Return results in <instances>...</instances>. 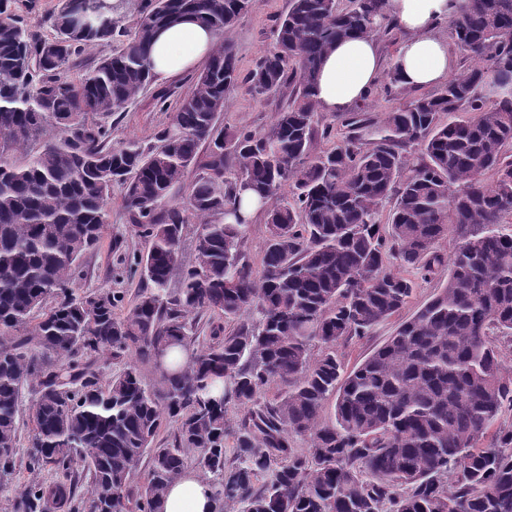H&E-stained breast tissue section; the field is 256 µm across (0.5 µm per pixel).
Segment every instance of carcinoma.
<instances>
[{
	"instance_id": "cac0c4a2",
	"label": "carcinoma",
	"mask_w": 512,
	"mask_h": 512,
	"mask_svg": "<svg viewBox=\"0 0 512 512\" xmlns=\"http://www.w3.org/2000/svg\"><path fill=\"white\" fill-rule=\"evenodd\" d=\"M251 4L143 0L121 30L107 0H61L53 34L37 38L0 0V484L17 472L27 387V468L61 475L26 485L11 512H62L85 481L89 512H160L191 464L211 482L214 512H512V422H501L512 409V0H456L448 30L470 64L441 88L375 119L365 99L333 123L316 104L324 56L346 38L399 31L386 0H288L274 45L242 80L224 34ZM186 18L213 32L210 62L159 144H112L86 117L119 112L154 83V39ZM117 36L81 77L65 75L83 47ZM241 80L256 95L289 90L263 130L218 123ZM337 122L347 134H334ZM321 138L333 144L319 149ZM190 168L197 178L170 204ZM115 185L148 242L129 264L144 287L122 314L110 288L73 291ZM244 191L265 215L257 274ZM391 260L422 279L446 265L448 280L347 372L337 347L413 294ZM204 313L234 327L196 348ZM177 346L190 358L169 368ZM107 354L130 359L102 384ZM142 364L159 370L157 384ZM231 402L243 410L233 429ZM166 424L170 443L159 439ZM298 437L308 447H294Z\"/></svg>"
}]
</instances>
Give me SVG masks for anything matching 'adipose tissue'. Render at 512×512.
Instances as JSON below:
<instances>
[{
    "instance_id": "1",
    "label": "adipose tissue",
    "mask_w": 512,
    "mask_h": 512,
    "mask_svg": "<svg viewBox=\"0 0 512 512\" xmlns=\"http://www.w3.org/2000/svg\"><path fill=\"white\" fill-rule=\"evenodd\" d=\"M452 9L451 0H388L387 12L402 28L394 63L402 86L435 88L454 69L447 38L438 32ZM213 34L204 24L185 20L161 30L151 58L155 72L172 77L209 60ZM383 57L376 38L355 36L339 42L326 56L316 98L328 114L350 111L378 83ZM210 482L197 471L186 470L173 481L164 497L163 512H212Z\"/></svg>"
}]
</instances>
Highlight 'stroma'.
I'll return each instance as SVG.
<instances>
[{
  "label": "stroma",
  "mask_w": 512,
  "mask_h": 512,
  "mask_svg": "<svg viewBox=\"0 0 512 512\" xmlns=\"http://www.w3.org/2000/svg\"><path fill=\"white\" fill-rule=\"evenodd\" d=\"M11 8L29 31L38 37L52 33L50 18L59 0H9ZM288 0H253L249 12L226 33L233 42L241 74H248L261 54L270 47L272 32L279 16L287 12ZM194 73L162 78L142 92L120 112L106 117L91 116V123H103L112 129V141L129 142L147 147L156 143L158 136L169 124L178 102L193 87ZM285 100L284 95L252 96L246 86L231 90L226 99L219 123L233 130L248 127L266 128L274 119ZM146 244L138 236L127 213L121 206V190L113 188L107 229L99 244L81 260V274L76 281V294H84L107 286L124 295L125 304H133L141 287L138 279H130L122 272V259L143 253ZM447 269H439L428 280H418L406 306L399 314L378 326L371 336L355 338L341 345L338 353L346 369L362 363L375 349L392 336L399 324L409 319L446 283Z\"/></svg>",
  "instance_id": "stroma-1"
}]
</instances>
